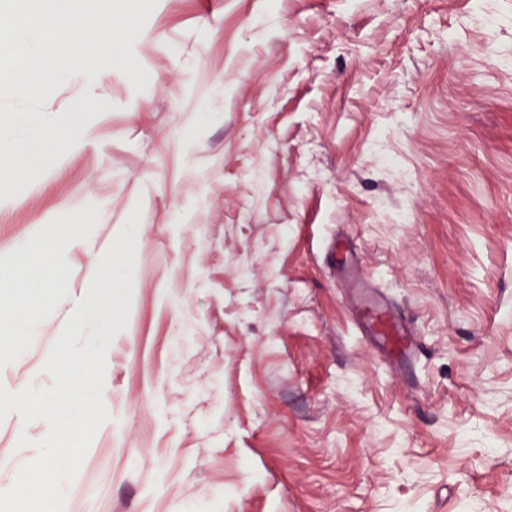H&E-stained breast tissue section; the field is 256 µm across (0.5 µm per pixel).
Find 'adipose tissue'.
<instances>
[{
  "label": "adipose tissue",
  "instance_id": "1",
  "mask_svg": "<svg viewBox=\"0 0 512 512\" xmlns=\"http://www.w3.org/2000/svg\"><path fill=\"white\" fill-rule=\"evenodd\" d=\"M77 235L73 225L45 224L40 228L33 242L22 247L18 261L10 271L0 277V288L13 293L39 294L42 306L55 302L53 288L60 275L59 269L49 268L44 263L46 252H63L73 246Z\"/></svg>",
  "mask_w": 512,
  "mask_h": 512
}]
</instances>
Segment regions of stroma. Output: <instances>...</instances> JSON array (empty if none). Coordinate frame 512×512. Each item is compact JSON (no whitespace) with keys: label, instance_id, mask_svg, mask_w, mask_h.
Listing matches in <instances>:
<instances>
[{"label":"stroma","instance_id":"obj_1","mask_svg":"<svg viewBox=\"0 0 512 512\" xmlns=\"http://www.w3.org/2000/svg\"><path fill=\"white\" fill-rule=\"evenodd\" d=\"M133 51L145 90L105 72L110 109L0 219L4 260L89 215L0 359L10 391L53 386L46 356L137 227L109 419L64 512H512V0H158ZM337 235L415 364L357 330ZM48 433L0 422V491Z\"/></svg>","mask_w":512,"mask_h":512}]
</instances>
